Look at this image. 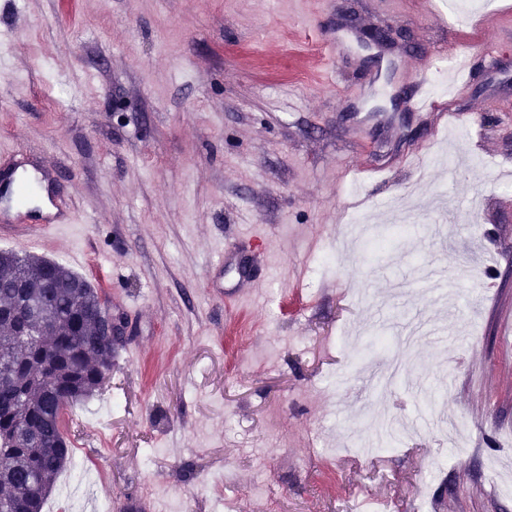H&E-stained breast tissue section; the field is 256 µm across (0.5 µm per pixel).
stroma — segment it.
<instances>
[{
    "mask_svg": "<svg viewBox=\"0 0 512 512\" xmlns=\"http://www.w3.org/2000/svg\"><path fill=\"white\" fill-rule=\"evenodd\" d=\"M465 2L0 0V148L78 218L39 256L134 328L53 512H512L487 472L512 461V0ZM383 23L405 37L371 69ZM450 42L471 82L407 110ZM352 185L367 236L415 220L380 258L343 246ZM424 408L466 452L434 427L351 451Z\"/></svg>",
    "mask_w": 512,
    "mask_h": 512,
    "instance_id": "stroma-1",
    "label": "stroma"
}]
</instances>
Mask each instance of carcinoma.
I'll list each match as a JSON object with an SVG mask.
<instances>
[{"instance_id": "1", "label": "carcinoma", "mask_w": 512, "mask_h": 512, "mask_svg": "<svg viewBox=\"0 0 512 512\" xmlns=\"http://www.w3.org/2000/svg\"><path fill=\"white\" fill-rule=\"evenodd\" d=\"M49 302V334L26 335L11 317L22 298ZM106 299L65 266L0 251V502L7 512H42L57 477L71 463L61 404L71 411L112 375Z\"/></svg>"}]
</instances>
